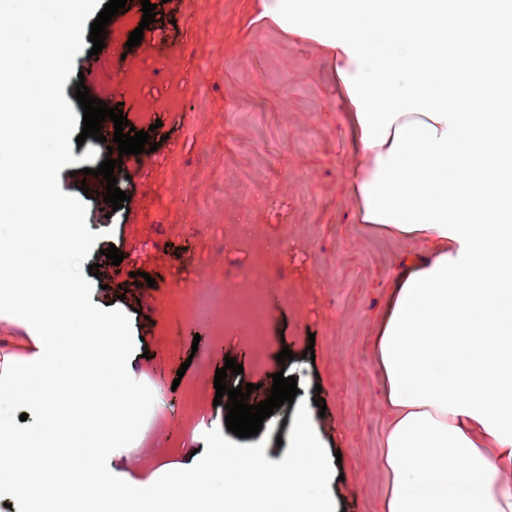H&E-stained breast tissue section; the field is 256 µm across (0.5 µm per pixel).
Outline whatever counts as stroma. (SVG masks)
Here are the masks:
<instances>
[{
    "instance_id": "35a3bbf8",
    "label": "stroma",
    "mask_w": 512,
    "mask_h": 512,
    "mask_svg": "<svg viewBox=\"0 0 512 512\" xmlns=\"http://www.w3.org/2000/svg\"><path fill=\"white\" fill-rule=\"evenodd\" d=\"M153 2L149 28L141 5L115 15L117 50L95 92L157 146L152 167L130 154L116 172L125 207L85 201L87 226L100 235L87 258L99 266L91 300L129 316L132 377L154 395L132 447L108 464L118 477H147L204 449L205 433L226 426L214 377L232 357L244 371L228 374V385L254 384L256 402L271 374L295 377L329 452L341 454L330 480L338 512H382L375 315L416 245L356 223L347 174L358 158L314 43L257 20L254 0ZM138 28L152 54L127 47ZM145 71L156 80L140 81ZM112 245L124 254L117 266L103 254ZM213 283L228 307L259 303L261 321L177 316ZM285 347L293 359L281 364ZM293 421V406L282 405L235 443L264 444L282 461Z\"/></svg>"
}]
</instances>
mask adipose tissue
I'll return each instance as SVG.
<instances>
[{"mask_svg": "<svg viewBox=\"0 0 512 512\" xmlns=\"http://www.w3.org/2000/svg\"><path fill=\"white\" fill-rule=\"evenodd\" d=\"M288 2L259 0V17L330 58L359 158L357 223L418 246L373 341L383 512H512V113L465 102L501 76L512 14L501 0L453 14L447 0ZM447 44L463 67L449 68Z\"/></svg>", "mask_w": 512, "mask_h": 512, "instance_id": "1", "label": "adipose tissue"}]
</instances>
